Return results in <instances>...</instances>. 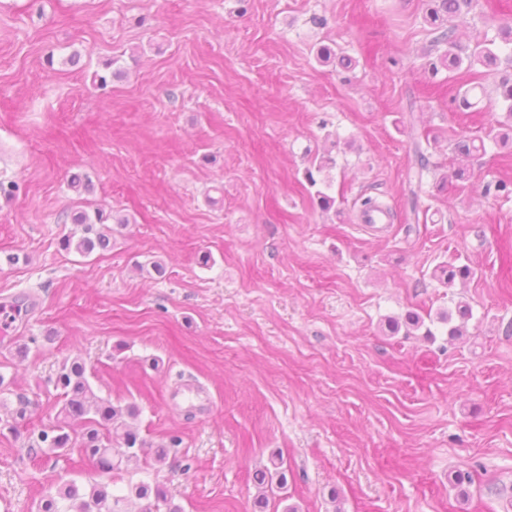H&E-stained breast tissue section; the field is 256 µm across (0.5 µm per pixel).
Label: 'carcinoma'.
I'll return each mask as SVG.
<instances>
[{
  "label": "carcinoma",
  "mask_w": 512,
  "mask_h": 512,
  "mask_svg": "<svg viewBox=\"0 0 512 512\" xmlns=\"http://www.w3.org/2000/svg\"><path fill=\"white\" fill-rule=\"evenodd\" d=\"M428 22L434 34L433 44L443 45L445 49L429 57L426 69L432 76L441 70L450 72L460 68L464 61L469 65H480L489 71L500 74L496 88V101L506 105V121L500 127L506 132L499 134L501 140L512 138V49L498 52L484 41L476 42L471 54L462 57V48L456 40L455 30L450 21L469 13L479 6V0H429ZM317 58L328 63L336 61L337 65L348 70L352 59L338 54L329 46L317 51ZM454 152L463 158H477L486 153L485 140L479 135H461L454 143ZM415 167L408 172V182L414 185L410 189L413 200L419 199L424 172L428 170V159L422 150L420 138H414ZM307 178L311 187L315 188L314 197L323 211L335 207L336 197L317 188V180L312 170H307ZM72 223L82 228L78 239L67 237L64 247L74 248L83 256L95 251H105L110 246V237L103 231V224L109 219L100 208L90 213L84 209L70 213ZM473 275L467 264L443 263L436 266L432 277L447 287L456 281H464ZM53 389L60 392L62 404L58 409L54 423L47 428L32 433L33 443L45 448L53 454L67 448L78 446L81 452L92 461L98 473H113L122 470L123 459L115 458L112 445L117 443L126 448V459L139 456H151L157 463L166 461L169 449L179 443V438L171 436L157 443H149L132 429L126 418H134L139 413L136 404L124 407L114 405L111 401L97 396L89 382L87 368L80 357L64 359L49 379ZM139 501V512H156L158 503L167 505V512H182L179 505L168 498L166 490L158 484L152 485L141 481L131 486ZM126 497L108 489V486L92 483L87 487L70 480L60 484L55 493L45 495L40 503L39 512H121L119 505Z\"/></svg>",
  "instance_id": "obj_1"
}]
</instances>
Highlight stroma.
I'll return each instance as SVG.
<instances>
[{
  "instance_id": "1",
  "label": "stroma",
  "mask_w": 512,
  "mask_h": 512,
  "mask_svg": "<svg viewBox=\"0 0 512 512\" xmlns=\"http://www.w3.org/2000/svg\"><path fill=\"white\" fill-rule=\"evenodd\" d=\"M427 0H0V303L36 309L0 331V512H37L87 484L78 449L28 451L57 409L47 380L81 355L98 396L136 404L150 442L179 436L147 480L184 512H512V146L460 163L503 106L457 109L483 68L429 78ZM512 0L457 20L464 50L503 47ZM351 57L340 72L321 45ZM125 70L111 79L109 61ZM108 79L97 87L94 76ZM427 131L430 189L406 219L415 163L404 122ZM337 199L321 210L305 171ZM466 165L470 178L452 180ZM112 215L105 253L61 242L78 196ZM369 195L393 218H358ZM128 218V226L117 223ZM209 262H202L203 254ZM158 261L165 276L144 273ZM474 274L445 287L443 262ZM472 310L450 337L441 314ZM410 312L419 329L390 332ZM282 455L286 488L258 510L255 470ZM470 483L455 486L456 472ZM454 152L463 158H477L486 153L485 140L479 135H461L454 143Z\"/></svg>"
}]
</instances>
